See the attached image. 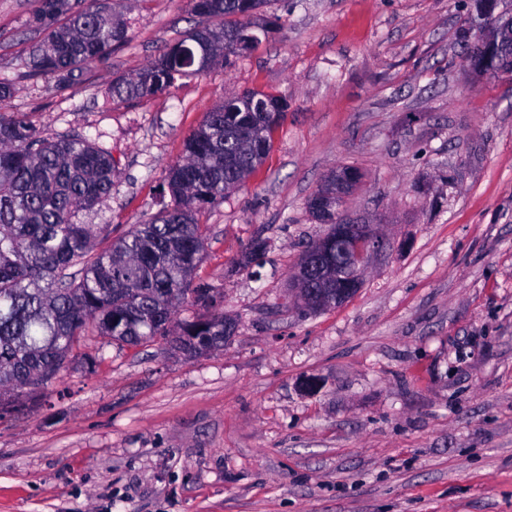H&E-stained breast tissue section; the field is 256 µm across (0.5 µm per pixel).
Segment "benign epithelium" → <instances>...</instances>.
I'll list each match as a JSON object with an SVG mask.
<instances>
[{
    "instance_id": "obj_1",
    "label": "benign epithelium",
    "mask_w": 512,
    "mask_h": 512,
    "mask_svg": "<svg viewBox=\"0 0 512 512\" xmlns=\"http://www.w3.org/2000/svg\"><path fill=\"white\" fill-rule=\"evenodd\" d=\"M497 4L498 0H480L478 17L475 19L479 28H485L487 20L497 17ZM359 184L360 179L354 173L337 170L329 184L317 193L318 207L326 214L335 212V207ZM347 228L353 244L349 287H335L332 260L328 256L332 238L324 236L305 254L300 260V266L290 276L291 291L295 293L303 310L317 312L345 302L359 288L361 276L372 259L385 249L386 238L372 225L349 223Z\"/></svg>"
}]
</instances>
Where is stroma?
Segmentation results:
<instances>
[{
    "mask_svg": "<svg viewBox=\"0 0 512 512\" xmlns=\"http://www.w3.org/2000/svg\"><path fill=\"white\" fill-rule=\"evenodd\" d=\"M111 3L127 42L61 90L20 67L42 38L37 0H0L16 87L0 112L116 162L82 222L119 236L155 214L186 137L229 94L287 115L265 162L200 216L194 277L223 293L234 335L193 358L167 336L85 338L47 401L0 418V512H512V77L472 68V0H269L255 49L122 103L113 79L196 18L188 0ZM343 167L362 175L344 218L388 247L350 299L309 313L290 274L328 231L307 202Z\"/></svg>",
    "mask_w": 512,
    "mask_h": 512,
    "instance_id": "1",
    "label": "stroma"
}]
</instances>
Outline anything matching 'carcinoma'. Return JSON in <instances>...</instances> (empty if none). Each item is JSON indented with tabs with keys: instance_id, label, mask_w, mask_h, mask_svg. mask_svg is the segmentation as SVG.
Instances as JSON below:
<instances>
[{
	"instance_id": "cac0c4a2",
	"label": "carcinoma",
	"mask_w": 512,
	"mask_h": 512,
	"mask_svg": "<svg viewBox=\"0 0 512 512\" xmlns=\"http://www.w3.org/2000/svg\"><path fill=\"white\" fill-rule=\"evenodd\" d=\"M265 2L190 0L197 27L134 76L115 78L112 100L153 97L241 50L244 12ZM214 18L224 24L211 26ZM31 27L45 38L23 66L60 88L128 36L99 0H39ZM504 52L488 49L484 72L506 73ZM259 100L277 111H256ZM280 108V99L252 92L206 113L169 169L171 205L115 238L109 225L78 219L112 191V154L83 134L46 137L25 114L0 113V418L22 397H44L81 340L138 346L168 336L185 302L195 315L178 324L174 347L197 355L224 346L236 330L225 325L224 296L192 280L204 255L196 215L263 163L285 118Z\"/></svg>"
}]
</instances>
